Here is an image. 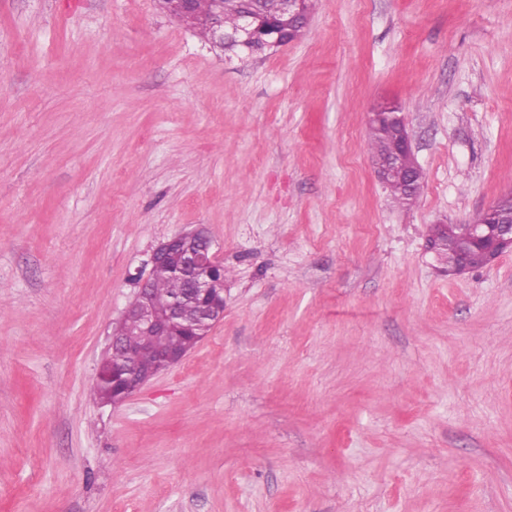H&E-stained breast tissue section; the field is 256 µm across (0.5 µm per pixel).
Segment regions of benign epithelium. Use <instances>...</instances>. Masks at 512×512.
I'll return each instance as SVG.
<instances>
[{
  "label": "benign epithelium",
  "instance_id": "obj_1",
  "mask_svg": "<svg viewBox=\"0 0 512 512\" xmlns=\"http://www.w3.org/2000/svg\"><path fill=\"white\" fill-rule=\"evenodd\" d=\"M163 12L174 15L191 25L196 17V0H157ZM304 0H281L280 16L276 21L264 19V14L254 9L244 12L238 24L230 30L224 28L223 0H214L209 18L210 42L219 47L237 44H265L281 46L293 42L295 29L305 27L308 14L303 9ZM384 112L369 113V122L382 123L396 129L398 148L376 165V174L381 182L397 179L403 174L404 156H413L412 139L401 108L393 102H383ZM487 211H482L467 221L469 235L491 241L490 262L494 263L506 252H512V220L503 217L496 224L486 220ZM178 254L179 265L174 272L186 277L191 295L196 304L195 327L204 328L200 339H205L211 329L224 318V278L221 265L212 252V242L204 228L174 236L160 244L150 257L151 269L165 265L173 254ZM140 336H155L186 321L182 308L172 305L165 311L154 308L145 288H140L122 314Z\"/></svg>",
  "mask_w": 512,
  "mask_h": 512
}]
</instances>
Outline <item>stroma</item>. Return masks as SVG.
I'll list each match as a JSON object with an SVG mask.
<instances>
[{
  "label": "stroma",
  "mask_w": 512,
  "mask_h": 512,
  "mask_svg": "<svg viewBox=\"0 0 512 512\" xmlns=\"http://www.w3.org/2000/svg\"><path fill=\"white\" fill-rule=\"evenodd\" d=\"M510 189L512 0H315L261 54L155 0H0V512H512V252L427 249ZM200 226L223 320L94 401L136 272ZM380 105L386 108V112H378L379 109H376L369 113L368 121L369 123L378 122L388 127H394L396 129V141L399 145V149L395 148L389 157L376 165L375 172L380 181L384 183L402 176L405 163L404 155L413 158L418 167L421 166L414 157L411 135L401 108L393 102H383ZM409 172L411 174L412 184L413 188L409 190L406 186H403L397 181H392L389 183L387 188L390 191V194L393 196V198L399 202L400 204L409 205L416 200V198L420 194V190L422 189V185H419V182L421 181L423 184V178H424V172L418 171L413 166L409 165Z\"/></svg>",
  "instance_id": "35a3bbf8"
}]
</instances>
